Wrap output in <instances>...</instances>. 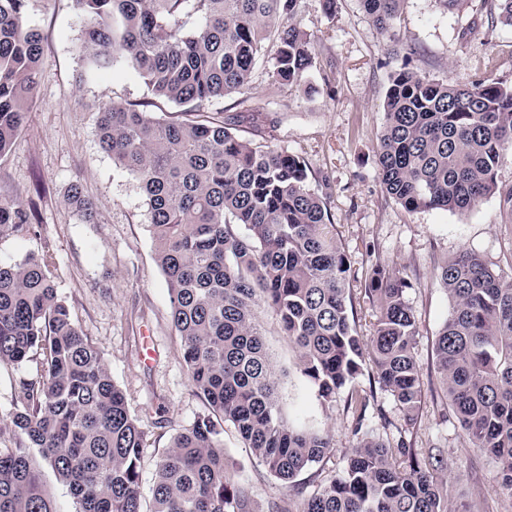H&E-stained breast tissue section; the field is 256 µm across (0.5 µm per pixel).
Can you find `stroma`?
Listing matches in <instances>:
<instances>
[{
	"label": "stroma",
	"mask_w": 512,
	"mask_h": 512,
	"mask_svg": "<svg viewBox=\"0 0 512 512\" xmlns=\"http://www.w3.org/2000/svg\"><path fill=\"white\" fill-rule=\"evenodd\" d=\"M25 21L42 36L37 88L25 126L0 155V197H18L34 210L32 230L0 240V261L50 253L54 282L77 325L97 344L113 380L147 438L141 491L149 493L156 465L173 438L204 409L193 392L182 343L170 317L164 275L156 261L145 195L137 178L103 152L99 112L111 105L146 102L152 116L169 117L171 104L153 97L142 75L124 59L96 67L78 45L83 15L72 0H27ZM310 36L315 63L297 84L275 82L267 63L254 70L249 90L210 102L206 110L240 117V136L302 157L310 189L324 197L350 269L349 288L360 335H370L375 309L365 288L370 265L380 260L408 282L406 300L417 321L414 356L420 368L422 409L407 425L393 398L377 392L369 424L391 442L440 448L448 460V486L456 504L473 499V483L493 477L494 463L473 448L443 398L434 339L448 317V294L439 267L464 249L493 270L512 276V212L498 195L464 212L407 211L381 187L376 145L385 123L384 99L401 66L437 81L466 84L479 59L498 60V78L512 84V27L487 14L483 0L443 11L436 0H405L396 38L377 29L360 0H302L296 18ZM99 208V221L83 223L67 202L72 182ZM258 319L276 372L287 420L313 419L332 450L323 478L342 466L355 446V420L343 405L325 409L308 396L294 350L273 313ZM156 357H147V349ZM224 453L235 462L234 481L248 485L253 512L287 505L289 489L270 476L232 424L224 426Z\"/></svg>",
	"instance_id": "stroma-1"
}]
</instances>
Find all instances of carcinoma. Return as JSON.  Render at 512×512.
I'll return each mask as SVG.
<instances>
[{
  "label": "carcinoma",
  "instance_id": "obj_1",
  "mask_svg": "<svg viewBox=\"0 0 512 512\" xmlns=\"http://www.w3.org/2000/svg\"><path fill=\"white\" fill-rule=\"evenodd\" d=\"M84 15L80 49L106 65L122 56L152 94L176 111L155 118L137 105L99 112V144L135 175L171 303L183 360L204 410L157 463L149 510L141 495L146 435L112 380L101 351L58 296L47 255L0 262V367H31L0 427V512H54L40 478L46 461L77 512H252V493L228 478L223 423L273 477L295 489L321 463L329 437L282 413L256 311L273 312L296 351L308 391L356 421L358 443L333 478L277 512H469L456 508L439 448L396 445L362 431L376 397L357 382L369 349L379 387L411 423L422 403L408 282L372 266L366 294L377 312L370 336L356 329L346 288L349 262L336 241L325 198L308 186L303 158L264 149L233 122L204 114L217 97L249 87L268 42L281 85L313 67L310 38L295 23L301 0H73ZM404 0H361L389 30ZM26 0H0V155L23 128L36 91L41 36L24 21ZM512 27V0H484ZM204 19L194 31L182 18ZM497 63L467 85L430 80L403 66L390 78L377 165L383 191L406 210L467 211L500 193L495 171L512 147V87ZM69 203L88 224L97 206L77 183ZM244 227L239 233L236 227ZM30 214L0 199V238L30 231ZM451 309L434 354L449 406L472 446L495 464L512 498V277L462 251L440 267ZM39 451L36 460L30 449Z\"/></svg>",
  "mask_w": 512,
  "mask_h": 512
}]
</instances>
